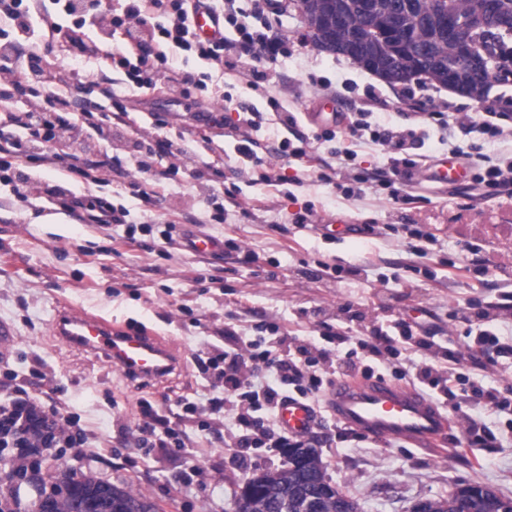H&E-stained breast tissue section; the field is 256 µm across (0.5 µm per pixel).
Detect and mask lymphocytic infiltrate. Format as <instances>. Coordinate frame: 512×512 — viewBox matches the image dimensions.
<instances>
[{
  "mask_svg": "<svg viewBox=\"0 0 512 512\" xmlns=\"http://www.w3.org/2000/svg\"><path fill=\"white\" fill-rule=\"evenodd\" d=\"M101 0H38L30 6L29 0H0V15L6 16L18 34H26L36 24L58 30V13L71 17L76 30L71 36V51L75 57L88 58L104 75L103 97H111V71L124 75L129 90L156 88L158 83L173 80L184 88L204 87L207 73L170 65V53L186 52L211 66H223L225 52H232L235 64L249 67L261 60L274 61L282 56L286 45L272 30L270 21H263L261 29H251L240 21L234 8L236 0H117L112 13L100 9ZM202 8L225 15L233 24L237 37L233 40L210 42L199 37L193 23L194 14ZM165 15V22H157V15ZM95 26L105 32L104 40L88 42L77 32L85 26ZM122 33L123 43L113 47L111 38ZM38 54H28L26 60L14 68L0 71V100L18 95L32 97L33 103L25 112L10 116L9 121L24 130L23 139L14 148L18 155L29 160L56 163L57 155L46 150L48 142L63 138L77 128L70 112L71 102L48 92L50 83L38 65ZM269 112L256 107L243 110L241 124L248 129L262 126L268 117H276L288 136L282 141L283 151L300 159L307 156L305 136L290 140L297 118L285 109L279 99L269 97ZM434 115L421 113L415 127L395 128L374 122L372 113H356L348 127L351 136L380 145L390 154L393 175L406 177L415 163L405 152L421 135ZM456 155L469 160L474 185H486L512 199V155L487 159L478 152L455 147ZM410 327L401 322L376 328L371 339L359 340L357 349L338 355L312 340L271 335L255 338L231 335L222 348L216 349L200 367L204 375L224 381V396L216 400L217 409L234 414L240 428L235 439L238 444L276 448H312L316 436L277 435L278 412L284 400L290 397L310 402L318 401L324 390L325 376H368L373 366L365 364L364 355L377 356L381 351H393L397 338H411ZM392 371L397 378L410 379L432 399L445 398L460 391L464 400L503 407L500 392L493 387L463 386L460 373L426 362H415L411 357L396 361ZM144 419L139 425L135 441L141 448H185L191 438L183 427H171L161 419L149 402H141ZM69 421L61 406L43 403L40 398L19 390L8 404H0V446L4 448H54L59 444L86 445V438L69 434Z\"/></svg>",
  "mask_w": 512,
  "mask_h": 512,
  "instance_id": "obj_1",
  "label": "lymphocytic infiltrate"
}]
</instances>
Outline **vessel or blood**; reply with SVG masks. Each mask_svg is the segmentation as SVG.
<instances>
[{
	"instance_id": "1",
	"label": "vessel or blood",
	"mask_w": 512,
	"mask_h": 512,
	"mask_svg": "<svg viewBox=\"0 0 512 512\" xmlns=\"http://www.w3.org/2000/svg\"><path fill=\"white\" fill-rule=\"evenodd\" d=\"M194 23L202 38H219L221 27L212 12L198 11ZM464 175L457 160L444 157L435 163L434 176L439 182L457 184ZM53 334L66 344L104 354L130 380L143 384L165 378L180 364L158 339L82 312H61ZM325 399V408L333 419L377 441L402 440L436 448L443 444L453 424L447 413L419 391L382 377L336 379ZM316 416L314 405L298 399L285 401L279 410L282 427L292 435L311 430Z\"/></svg>"
}]
</instances>
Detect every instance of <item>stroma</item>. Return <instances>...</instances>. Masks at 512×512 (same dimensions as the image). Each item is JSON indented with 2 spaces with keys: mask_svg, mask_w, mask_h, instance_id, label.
Wrapping results in <instances>:
<instances>
[{
  "mask_svg": "<svg viewBox=\"0 0 512 512\" xmlns=\"http://www.w3.org/2000/svg\"><path fill=\"white\" fill-rule=\"evenodd\" d=\"M274 30L287 53L256 72L225 68L218 93L232 103L200 120L203 98L183 96L175 85L153 91H128L114 84L125 115L113 118L111 135L85 126L68 138L63 164L41 165L19 159L29 178L0 182V322L14 340L0 348V384L49 396L83 428L90 447L51 449L41 476L54 482L59 468L93 472L99 478L157 501L162 512H230L242 480L255 468L282 462L277 448L225 445L215 430L200 432L196 448L136 447L131 439L142 417L140 400L177 421L183 401L207 409L224 385L205 380L196 358L223 347L225 331L259 335L278 325L282 336H300L327 345V331L359 337L394 321L411 325L429 347L415 361L445 365L462 359L467 382L497 388L512 400V354L494 361L467 359V327L451 323L459 303L490 308L493 330L512 340V203L495 189L456 195L451 185L427 179L414 168V181L398 199L365 184L344 192L346 179H318L307 163L280 152L286 135L278 121L252 133L259 154L279 177L266 184L262 169L238 156L235 145L245 135L241 104L266 109L277 97L298 113L299 129L311 152L328 156L333 147L325 133L340 131L333 113L350 116L371 109L378 122L407 125L422 112L494 115L512 127V85L494 88L485 102L448 91L437 83L412 81L388 85L342 56L314 48L312 36L289 0H271ZM61 33L36 29L21 40L22 53L36 52L49 75L69 70L62 92L74 101L98 100L92 62L72 58L65 33L70 17L59 16ZM167 138L182 152L157 158L141 171L139 153ZM101 160V181L73 174V167ZM152 183L150 199L136 195V185ZM92 195L124 206L137 228V245L113 240L112 228L81 223L64 211L53 187ZM310 212L308 226L296 224ZM357 225L356 235L331 239L318 231L332 218ZM398 224H419L432 240L428 257L414 258ZM203 233L224 244L223 255L201 258L183 246L186 231ZM481 245L473 272L449 279L447 261L461 257L460 244ZM253 262H244L245 253ZM339 265L340 275H326L323 265ZM362 266L350 276L346 267ZM81 310L148 336L159 338L182 366L162 381L142 386L105 358L61 342L52 323L65 308ZM441 450L408 442H378L359 434L327 413L313 430L326 473L356 497L362 512H407L418 499L447 495L455 485L480 483L512 498V411L464 402ZM474 420L482 441L460 451L467 420Z\"/></svg>",
  "mask_w": 512,
  "mask_h": 512,
  "instance_id": "1",
  "label": "stroma"
}]
</instances>
